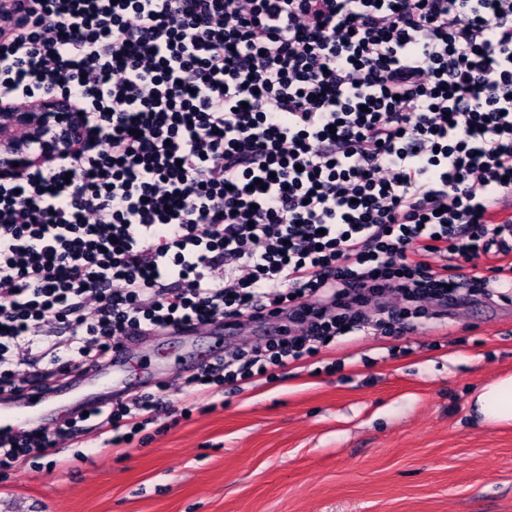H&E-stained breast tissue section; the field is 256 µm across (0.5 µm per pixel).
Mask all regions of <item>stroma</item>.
Listing matches in <instances>:
<instances>
[{"mask_svg": "<svg viewBox=\"0 0 512 512\" xmlns=\"http://www.w3.org/2000/svg\"><path fill=\"white\" fill-rule=\"evenodd\" d=\"M278 325L136 337L119 400L161 391L173 414L120 452L88 429L28 456L0 476V512H512V425L470 408L512 374V303L471 300L404 336L348 333L193 408L201 364Z\"/></svg>", "mask_w": 512, "mask_h": 512, "instance_id": "stroma-1", "label": "stroma"}]
</instances>
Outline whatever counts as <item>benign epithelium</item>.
I'll return each instance as SVG.
<instances>
[{"instance_id": "7a95c632", "label": "benign epithelium", "mask_w": 512, "mask_h": 512, "mask_svg": "<svg viewBox=\"0 0 512 512\" xmlns=\"http://www.w3.org/2000/svg\"><path fill=\"white\" fill-rule=\"evenodd\" d=\"M48 127L55 128L56 137L43 143L42 154L35 156L27 149L28 141ZM80 131L78 113L67 99L55 94H45L23 111L0 103V172L21 175L29 166L51 157L56 147L74 140Z\"/></svg>"}]
</instances>
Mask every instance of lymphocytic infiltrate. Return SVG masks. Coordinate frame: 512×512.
<instances>
[{
	"label": "lymphocytic infiltrate",
	"instance_id": "lymphocytic-infiltrate-1",
	"mask_svg": "<svg viewBox=\"0 0 512 512\" xmlns=\"http://www.w3.org/2000/svg\"><path fill=\"white\" fill-rule=\"evenodd\" d=\"M53 89L84 138L0 175V393L46 325L43 377L145 331L280 319L191 379L203 394L406 334L512 279V0H0V101ZM445 252L443 274L412 260ZM400 308L378 307L386 292ZM95 302L96 315L84 307ZM160 402L94 410L105 445ZM0 437V470L52 447Z\"/></svg>",
	"mask_w": 512,
	"mask_h": 512
}]
</instances>
